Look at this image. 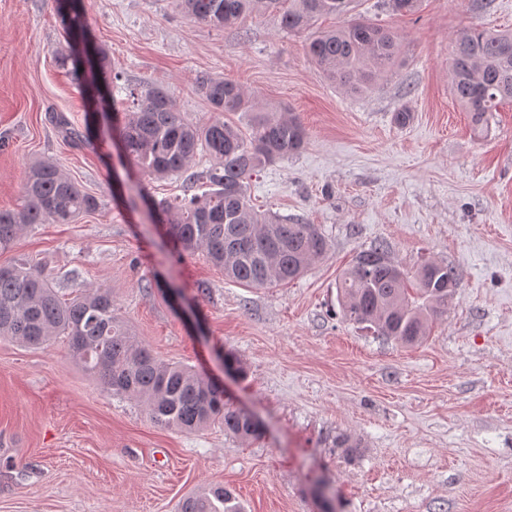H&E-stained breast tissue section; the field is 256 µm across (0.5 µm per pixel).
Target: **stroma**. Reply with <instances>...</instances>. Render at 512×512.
<instances>
[{
  "label": "stroma",
  "instance_id": "stroma-1",
  "mask_svg": "<svg viewBox=\"0 0 512 512\" xmlns=\"http://www.w3.org/2000/svg\"><path fill=\"white\" fill-rule=\"evenodd\" d=\"M79 11L121 74L119 108L128 89L160 86L185 118L206 121V74L294 113L308 142L254 173L250 203L319 225L331 248L269 288L225 280L203 253L179 256L146 201L192 196L188 182L141 176L111 124L92 119L59 63L70 41L55 0H0V209L20 204L35 160L57 162L101 203L77 223L35 225L0 265L39 262L66 293L111 288L158 358L223 385L260 426L251 439L217 423L188 435L157 427L63 341L0 337V512H179L214 484L247 512H318L322 481L336 512H512V105L474 134L449 73L458 34L512 30V0H419L407 15L352 0V16L400 40L399 66L361 95L329 81L304 35L272 13L215 30L175 0H80ZM60 115L91 147L70 145ZM378 242L407 270L437 260L459 271L447 312L416 344L339 315L340 274ZM340 434L354 453L337 448Z\"/></svg>",
  "mask_w": 512,
  "mask_h": 512
}]
</instances>
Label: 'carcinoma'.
<instances>
[{
    "mask_svg": "<svg viewBox=\"0 0 512 512\" xmlns=\"http://www.w3.org/2000/svg\"><path fill=\"white\" fill-rule=\"evenodd\" d=\"M189 18L214 29L229 28L258 9L280 14L290 33L307 32L316 18L338 24L307 39L310 60L331 81L357 94L390 72L399 58V36L366 19H349L351 0H177ZM57 13L75 43L72 73L78 87L94 90L93 115L112 121L125 151L143 176L185 173L203 154L210 166L189 181L205 191L162 201L159 223L179 248L202 251L224 276L247 288L275 287L301 277L329 244L316 224H288L249 204L248 181L257 170L298 153L307 131L291 114L263 111L237 83L203 75L197 88L217 116L199 123L178 112L168 93L152 87L130 92L131 111H117L110 87L121 79L108 53L95 48L78 20L74 0H56ZM450 89L469 113L472 128L486 131L493 113L512 103V31L474 27L453 42ZM257 111L250 133L224 120V112ZM52 161H36L26 172L22 203L0 209V251L10 249L36 224H73L98 209ZM458 285L457 270L432 260L411 273L386 245L359 252L339 279L342 318L360 328L411 344L428 336L429 321L443 315ZM0 336L40 347L66 339L70 356L114 396L134 399L155 425L195 432L211 424L248 439L259 433L250 418L224 400V389L194 370L158 359L115 313L111 288L79 287L62 298L41 267L27 259L0 266ZM180 512H245L233 491L211 486L195 491Z\"/></svg>",
    "mask_w": 512,
    "mask_h": 512,
    "instance_id": "cac0c4a2",
    "label": "carcinoma"
}]
</instances>
